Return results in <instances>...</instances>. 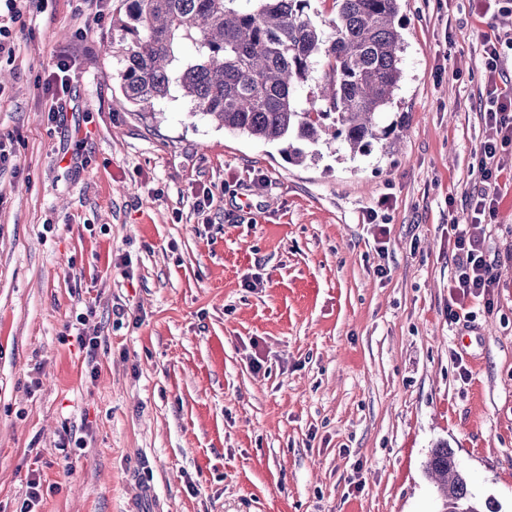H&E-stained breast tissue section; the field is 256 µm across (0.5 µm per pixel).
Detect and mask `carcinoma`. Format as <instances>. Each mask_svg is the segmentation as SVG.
Returning <instances> with one entry per match:
<instances>
[{
	"label": "carcinoma",
	"instance_id": "cac0c4a2",
	"mask_svg": "<svg viewBox=\"0 0 512 512\" xmlns=\"http://www.w3.org/2000/svg\"><path fill=\"white\" fill-rule=\"evenodd\" d=\"M112 18L119 32L123 97L139 112L174 94L225 131L257 140H295L288 160L331 131L352 155L385 153L395 123L384 114L400 89L404 39L401 0H332L331 17L317 22L310 0H122ZM318 74L319 93L301 89ZM426 472L443 512H500L476 499L453 449H432Z\"/></svg>",
	"mask_w": 512,
	"mask_h": 512
}]
</instances>
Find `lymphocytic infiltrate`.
<instances>
[{"mask_svg": "<svg viewBox=\"0 0 512 512\" xmlns=\"http://www.w3.org/2000/svg\"><path fill=\"white\" fill-rule=\"evenodd\" d=\"M512 51V38L486 40L484 58L486 70V99L484 112L485 135L480 146L478 166L482 184L470 199L467 225H451L448 244L456 265V276L450 283L453 303L449 317H456L457 310L470 299L482 301L485 310H493L492 290L497 279L492 264L484 251V234L487 216L493 215L498 198V155L501 150L512 148V92L499 89L496 81L499 65L506 51Z\"/></svg>", "mask_w": 512, "mask_h": 512, "instance_id": "obj_1", "label": "lymphocytic infiltrate"}]
</instances>
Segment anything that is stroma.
I'll return each instance as SVG.
<instances>
[{
	"label": "stroma",
	"mask_w": 512,
	"mask_h": 512,
	"mask_svg": "<svg viewBox=\"0 0 512 512\" xmlns=\"http://www.w3.org/2000/svg\"><path fill=\"white\" fill-rule=\"evenodd\" d=\"M120 8L41 0L0 56V512L34 478V512H439L441 442L512 512V149L486 229L494 308L448 317L482 41L512 25L402 0L398 150L294 164L181 98L135 112L102 51ZM62 52L76 78L52 119ZM385 196L380 231L364 217ZM77 330L100 341L97 377Z\"/></svg>",
	"instance_id": "35a3bbf8"
}]
</instances>
